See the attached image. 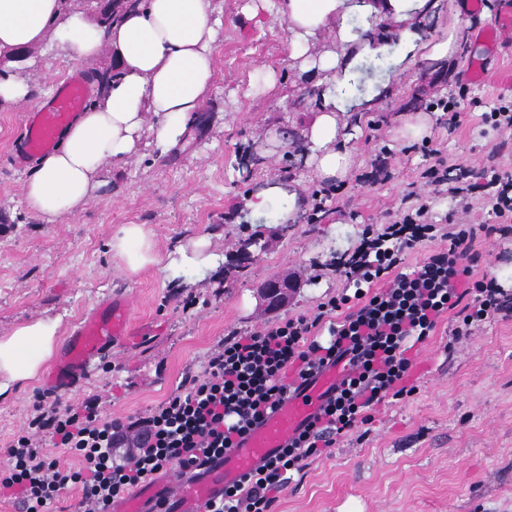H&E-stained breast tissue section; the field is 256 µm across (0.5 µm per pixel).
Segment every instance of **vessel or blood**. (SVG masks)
<instances>
[{
  "instance_id": "vessel-or-blood-1",
  "label": "vessel or blood",
  "mask_w": 512,
  "mask_h": 512,
  "mask_svg": "<svg viewBox=\"0 0 512 512\" xmlns=\"http://www.w3.org/2000/svg\"><path fill=\"white\" fill-rule=\"evenodd\" d=\"M90 90L82 77L73 76L58 87L51 101L24 122L19 161L52 149L62 130L82 109ZM131 336L129 305L124 297L102 302L72 333L64 356L50 372L47 384L57 392L71 390L87 377L92 360ZM340 370L329 367L293 391L257 426L205 465L195 477L179 482L164 479L145 486L117 503L113 512H205L232 484L272 458L288 439L302 429L332 395Z\"/></svg>"
}]
</instances>
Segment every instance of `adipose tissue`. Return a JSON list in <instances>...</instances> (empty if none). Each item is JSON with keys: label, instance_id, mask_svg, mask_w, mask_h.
Instances as JSON below:
<instances>
[{"label": "adipose tissue", "instance_id": "obj_1", "mask_svg": "<svg viewBox=\"0 0 512 512\" xmlns=\"http://www.w3.org/2000/svg\"><path fill=\"white\" fill-rule=\"evenodd\" d=\"M434 8L433 0H280L290 58L313 72L320 86L318 109L302 132L305 161L317 179L341 181L351 172L356 155L349 142L373 97L393 96L407 70L455 52L461 9L452 6L437 38L423 27ZM355 17L361 29H353ZM391 22L399 26L394 56L387 37L375 32ZM52 38L62 43L68 62L86 71L111 51L121 77L108 89H96L93 104L63 130L57 147L38 160L26 181L27 207L49 224L82 210L106 185L108 166L140 152L145 131L168 147L185 136L212 93L216 21L211 0H141L108 29L90 15L68 12L64 0H0V57ZM387 56L393 59L391 75L370 95H352L360 62ZM109 247L130 277L160 261L142 224L122 225ZM60 336L57 316L22 322L0 336V399L39 378Z\"/></svg>", "mask_w": 512, "mask_h": 512}]
</instances>
